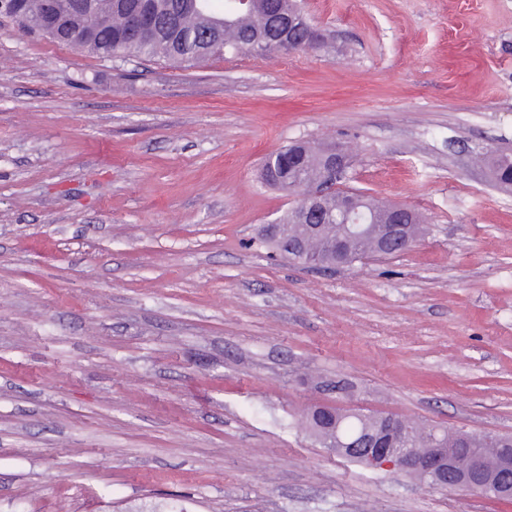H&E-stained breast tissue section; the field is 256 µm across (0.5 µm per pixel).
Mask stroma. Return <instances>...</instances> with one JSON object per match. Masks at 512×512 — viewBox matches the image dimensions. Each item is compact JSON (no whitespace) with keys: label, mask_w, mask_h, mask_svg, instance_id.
I'll return each mask as SVG.
<instances>
[{"label":"stroma","mask_w":512,"mask_h":512,"mask_svg":"<svg viewBox=\"0 0 512 512\" xmlns=\"http://www.w3.org/2000/svg\"><path fill=\"white\" fill-rule=\"evenodd\" d=\"M331 50L115 62L0 17V512H512L322 448L317 406L512 434V0H302ZM343 143L418 211L312 270L260 179ZM346 390H337V382ZM411 211L410 216L404 217L408 223L405 224L401 216L403 212H409V209L397 204L388 205L389 220L387 224H382L376 234L378 247L382 253H402L414 245L421 233V219L417 212ZM406 227L408 235L414 240L406 235ZM260 238L264 240H268L277 251L281 252L283 256L287 257H295L297 256L298 260L302 262L306 266L310 267H321L323 265V262L321 258L317 255H311L306 254L303 249L301 248L303 240L299 236L293 235V240L290 245H286L284 248L283 241H284V233L282 231V228L280 226L279 219H275L271 222H268L267 224L262 225L260 232H259ZM262 243L266 244L267 246L271 247L266 241L262 240Z\"/></svg>","instance_id":"stroma-1"}]
</instances>
